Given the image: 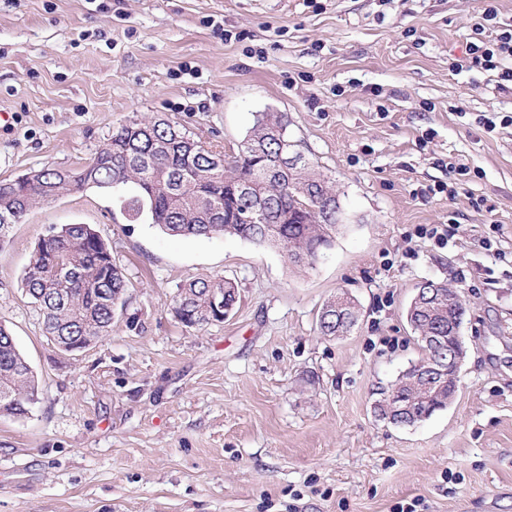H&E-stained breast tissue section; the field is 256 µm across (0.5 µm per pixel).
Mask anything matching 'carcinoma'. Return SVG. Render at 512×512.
<instances>
[{"label":"carcinoma","instance_id":"obj_1","mask_svg":"<svg viewBox=\"0 0 512 512\" xmlns=\"http://www.w3.org/2000/svg\"><path fill=\"white\" fill-rule=\"evenodd\" d=\"M288 137V118L279 112L257 116L248 134L228 155L204 148L176 126L164 121L132 120L121 126L88 162L73 169L42 168L23 177L0 180V243L29 211L70 194L97 188L109 191L127 221L146 215L165 234L210 238L237 237L257 245H275L288 261L316 245L331 243L341 206L328 177L301 159L284 170L275 164ZM261 210L264 222L254 221ZM64 263L69 278L58 274ZM23 290L37 305L45 336L68 351L75 337L89 346L112 329V311L128 286L124 270L112 250L86 224H69L40 237L23 277ZM234 284L222 276L196 278L182 284L175 296V317L187 327L221 321L211 309L213 295L234 305ZM333 300L321 308L326 322H343L350 330L357 322V306L336 315ZM466 310L448 305L430 314L406 316L422 351L431 354L426 337L448 320H463ZM11 330L0 324V415L21 417L38 395V386ZM448 404V385L427 401L413 400L407 414H392L393 423L407 425L432 415L431 408Z\"/></svg>","mask_w":512,"mask_h":512}]
</instances>
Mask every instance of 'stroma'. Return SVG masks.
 <instances>
[{
    "instance_id": "obj_1",
    "label": "stroma",
    "mask_w": 512,
    "mask_h": 512,
    "mask_svg": "<svg viewBox=\"0 0 512 512\" xmlns=\"http://www.w3.org/2000/svg\"><path fill=\"white\" fill-rule=\"evenodd\" d=\"M485 0H0V180L92 158L134 118L236 151L261 112L336 182L313 264L233 237H172L88 189L0 245V324L38 383L0 417V512H512V126L492 71H455ZM232 39H224L223 31ZM469 167L455 197L447 161ZM457 223L447 246L419 226ZM87 224L129 281L111 334L60 351L22 280L38 238ZM497 240L500 256L482 246ZM238 302L183 326L180 284ZM456 290L467 356L447 408L412 426L374 404L422 353L405 310ZM345 292L357 325L321 335Z\"/></svg>"
}]
</instances>
